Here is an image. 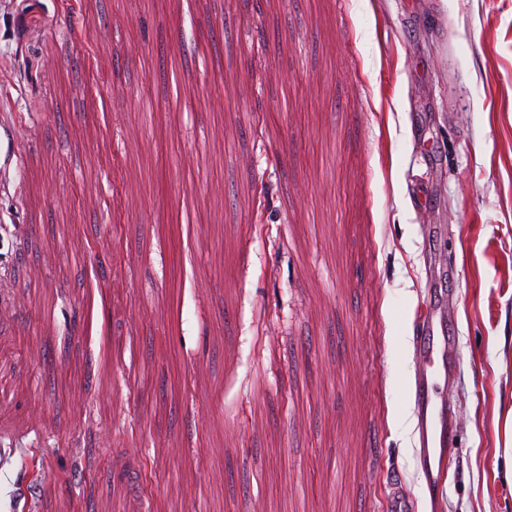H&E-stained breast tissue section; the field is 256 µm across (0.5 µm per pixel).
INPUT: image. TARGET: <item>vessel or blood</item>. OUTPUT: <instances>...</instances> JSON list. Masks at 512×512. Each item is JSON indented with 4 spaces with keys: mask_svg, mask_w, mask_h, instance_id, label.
Segmentation results:
<instances>
[{
    "mask_svg": "<svg viewBox=\"0 0 512 512\" xmlns=\"http://www.w3.org/2000/svg\"><path fill=\"white\" fill-rule=\"evenodd\" d=\"M443 317L428 313L414 340L418 368L413 379L414 404L418 426V454L427 484L439 476L438 447L450 430L448 402L436 387L437 378L447 375L460 354L448 336L441 331Z\"/></svg>",
    "mask_w": 512,
    "mask_h": 512,
    "instance_id": "obj_1",
    "label": "vessel or blood"
}]
</instances>
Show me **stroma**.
<instances>
[{"instance_id": "1", "label": "stroma", "mask_w": 512, "mask_h": 512, "mask_svg": "<svg viewBox=\"0 0 512 512\" xmlns=\"http://www.w3.org/2000/svg\"><path fill=\"white\" fill-rule=\"evenodd\" d=\"M262 12L0 0V512H512V0ZM442 313H428L422 320L414 348L418 368L413 379L418 426V454L428 486L439 476L441 443L449 434L448 402L437 390L436 380L448 376V367L459 361V351L443 332ZM440 329V333H439ZM439 445V448H438ZM439 457L438 456V450Z\"/></svg>"}]
</instances>
